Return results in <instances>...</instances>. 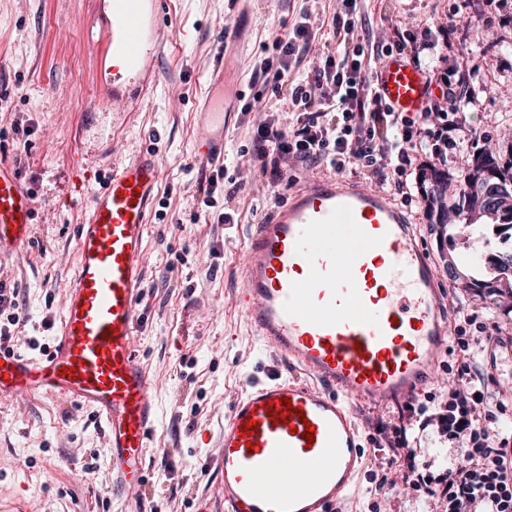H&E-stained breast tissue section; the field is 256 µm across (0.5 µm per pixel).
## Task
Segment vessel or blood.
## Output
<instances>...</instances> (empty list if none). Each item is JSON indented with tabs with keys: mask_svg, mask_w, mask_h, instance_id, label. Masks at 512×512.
I'll list each match as a JSON object with an SVG mask.
<instances>
[{
	"mask_svg": "<svg viewBox=\"0 0 512 512\" xmlns=\"http://www.w3.org/2000/svg\"><path fill=\"white\" fill-rule=\"evenodd\" d=\"M165 0H97L83 36L97 46L104 108L138 107L155 81ZM215 61L195 155L224 162V115L241 101ZM374 82L393 111H424L429 77L385 56ZM162 167L155 150L113 165L78 226L75 274L54 346L42 357L0 349V400L35 393L89 408L106 430L112 484L142 485L157 410L137 349L145 240ZM36 197L0 157V260L32 240ZM239 304L279 359L224 417L220 469L227 512H334L362 468L351 400L402 401L447 353L448 322L433 264L405 210L357 179L306 180L249 236ZM289 399L286 419L272 402ZM253 432H245L246 422ZM313 430L307 442L305 430Z\"/></svg>",
	"mask_w": 512,
	"mask_h": 512,
	"instance_id": "obj_1",
	"label": "vessel or blood"
}]
</instances>
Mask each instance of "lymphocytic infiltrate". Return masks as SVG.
<instances>
[{
	"mask_svg": "<svg viewBox=\"0 0 512 512\" xmlns=\"http://www.w3.org/2000/svg\"><path fill=\"white\" fill-rule=\"evenodd\" d=\"M356 9L357 0H341L332 18L335 46L317 52L312 49L315 22L302 11L256 65V80L293 106L294 120L282 123L275 110L261 113L253 123L251 161L271 187L293 181L304 167L336 174L358 169L394 190L404 205L425 209L423 175L430 167L447 165L448 134L464 128L468 112L479 106L483 75L477 69L439 71V34L424 28L409 50L427 58L426 71L440 98L411 117L391 111L376 91L367 62L407 49L399 42L371 49L356 42ZM307 60L309 76L294 79ZM433 117L441 121L435 131L428 127ZM469 321L458 316L449 347L457 386L434 406L408 400L381 425L374 450L387 456L395 475L379 479L375 490L381 495L412 490L431 501L436 512H512V443L498 426L497 415L504 410L499 375L485 365L482 343L466 336ZM433 439L458 451L437 473L427 451Z\"/></svg>",
	"mask_w": 512,
	"mask_h": 512,
	"instance_id": "obj_1",
	"label": "lymphocytic infiltrate"
}]
</instances>
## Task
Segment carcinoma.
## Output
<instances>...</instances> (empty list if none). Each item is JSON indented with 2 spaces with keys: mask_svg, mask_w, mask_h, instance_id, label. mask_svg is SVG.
<instances>
[{
  "mask_svg": "<svg viewBox=\"0 0 512 512\" xmlns=\"http://www.w3.org/2000/svg\"><path fill=\"white\" fill-rule=\"evenodd\" d=\"M426 178L431 184L426 197L428 211L436 215V223L440 226H447L448 212L452 211L462 224L471 220L475 226L492 224L496 228L512 230V156L505 160L499 153L486 149L473 155L464 187L452 202L448 201L444 191L448 175L433 168ZM467 259L489 265L494 276L488 280L471 278L461 283V287L480 290L490 297L507 290L512 292V250L486 256L474 252L468 254Z\"/></svg>",
  "mask_w": 512,
  "mask_h": 512,
  "instance_id": "1",
  "label": "carcinoma"
}]
</instances>
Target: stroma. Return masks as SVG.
<instances>
[{
	"mask_svg": "<svg viewBox=\"0 0 512 512\" xmlns=\"http://www.w3.org/2000/svg\"><path fill=\"white\" fill-rule=\"evenodd\" d=\"M93 0H0V156L34 186L37 217L28 249L0 262V279L17 292L15 347L43 356L54 343L65 289L73 276L76 234L88 195L70 191L72 159L80 139L97 150L101 170L142 148L157 151L162 182L146 237V263L137 347L151 381L158 413L143 486L113 488L107 441L94 414L65 398L37 393L0 401V512H225L217 457L224 416L245 381L264 375L272 354L257 339L236 304L250 225L285 202L288 186L269 188L246 155L253 112H235L226 127L227 178L241 190L230 203L236 221L213 223L199 210V133L196 101L214 61L220 26L237 28L233 78L246 96L266 46L291 31L302 9L331 22L337 0H169L168 39L156 63V84L140 109L117 117H86L100 92L96 64L82 30ZM356 32L370 43L411 41L423 27H449L443 51L458 70L478 67L487 76L479 108L467 118L481 128L448 170V193H457L473 153L484 144L512 153V0H358ZM447 286L446 316L457 312L495 323L512 337V301L500 302L450 284L449 254L505 250L487 226L441 231L431 218L411 214ZM37 347H29L30 339ZM354 403L366 453L363 468L339 512H429L427 500L396 491L374 495L373 474L387 473L372 457V423L397 410Z\"/></svg>",
	"mask_w": 512,
	"mask_h": 512,
	"instance_id": "1",
	"label": "stroma"
}]
</instances>
